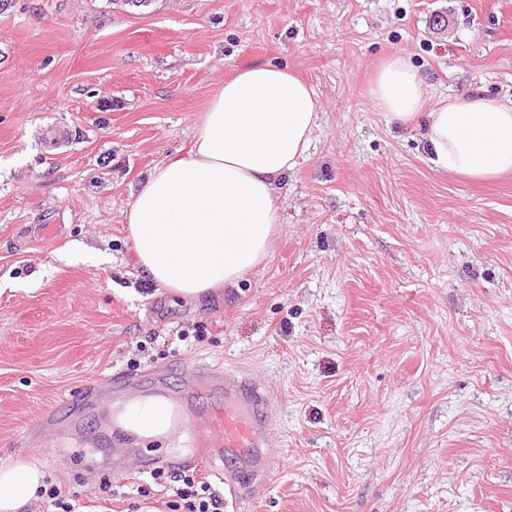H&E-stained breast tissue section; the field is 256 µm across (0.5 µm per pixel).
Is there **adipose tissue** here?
Listing matches in <instances>:
<instances>
[{
  "label": "adipose tissue",
  "mask_w": 512,
  "mask_h": 512,
  "mask_svg": "<svg viewBox=\"0 0 512 512\" xmlns=\"http://www.w3.org/2000/svg\"><path fill=\"white\" fill-rule=\"evenodd\" d=\"M371 99L404 123L427 113L435 167L477 181L512 171V104L474 91L426 110L424 84L399 54L380 64ZM318 120L312 87L286 68L255 64L225 81L187 153L154 168L127 204L146 275L199 300L259 265L279 222L277 187L308 151ZM109 422L135 444L155 446L176 433L183 412L166 397L138 395L112 404ZM46 476L39 459H0V512H29Z\"/></svg>",
  "instance_id": "obj_1"
}]
</instances>
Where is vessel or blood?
<instances>
[{"label":"vessel or blood","mask_w":512,"mask_h":512,"mask_svg":"<svg viewBox=\"0 0 512 512\" xmlns=\"http://www.w3.org/2000/svg\"><path fill=\"white\" fill-rule=\"evenodd\" d=\"M205 376L212 386L223 388L224 404L206 417L204 447L241 455L252 477H266L276 465L261 450L269 423L268 414L262 411L268 395L245 376L227 379L214 367L206 369Z\"/></svg>","instance_id":"vessel-or-blood-1"}]
</instances>
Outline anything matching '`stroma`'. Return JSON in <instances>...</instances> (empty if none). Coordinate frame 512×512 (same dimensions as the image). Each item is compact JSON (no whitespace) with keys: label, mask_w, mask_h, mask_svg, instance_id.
<instances>
[{"label":"stroma","mask_w":512,"mask_h":512,"mask_svg":"<svg viewBox=\"0 0 512 512\" xmlns=\"http://www.w3.org/2000/svg\"><path fill=\"white\" fill-rule=\"evenodd\" d=\"M395 53L426 110L471 90L510 102L512 0H15L0 14V458L40 459L109 512H162L137 491L158 470L223 493L243 461L194 449V423L224 400L201 385L207 365L272 400L277 466L224 512H512V172L435 169L422 123L375 111ZM260 63L314 89L312 144L280 186L268 258L209 299H174L137 263L130 193ZM185 391L170 451L108 432L112 402Z\"/></svg>","instance_id":"35a3bbf8"}]
</instances>
